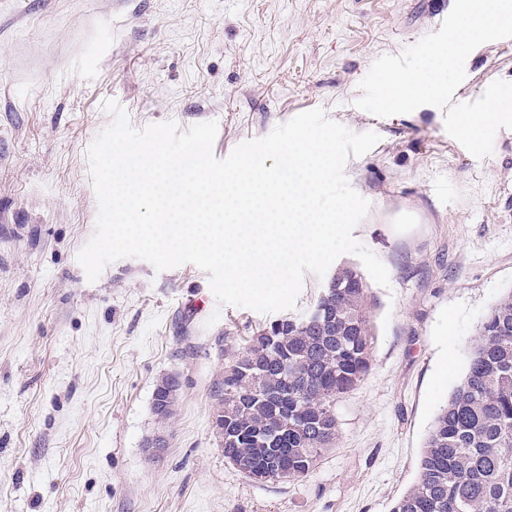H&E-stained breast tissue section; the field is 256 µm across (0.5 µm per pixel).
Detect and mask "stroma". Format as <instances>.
I'll return each instance as SVG.
<instances>
[{
	"instance_id": "1",
	"label": "stroma",
	"mask_w": 512,
	"mask_h": 512,
	"mask_svg": "<svg viewBox=\"0 0 512 512\" xmlns=\"http://www.w3.org/2000/svg\"><path fill=\"white\" fill-rule=\"evenodd\" d=\"M453 0H0V512H390L414 484L436 412L485 313L512 290V130L478 159L440 108L356 107L383 55L438 31ZM453 99L512 81V38L465 63ZM117 101L134 127L216 121V157L313 108L376 132L349 159L370 203L353 235L367 281L364 379L336 404L339 439L307 476L256 483L215 428L216 384L273 315L218 306L207 272L77 261L97 199L87 149ZM180 380L174 413L152 410ZM166 447L149 457L147 442ZM175 385L178 389L180 386V382L175 376H167L163 378L159 384H157L154 392V401H153V410L155 412V398L158 392L161 391L163 387H169ZM176 388H163L162 392L156 398V408L160 413L163 414H172L175 409L176 396H177Z\"/></svg>"
}]
</instances>
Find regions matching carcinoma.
I'll use <instances>...</instances> for the list:
<instances>
[{
    "mask_svg": "<svg viewBox=\"0 0 512 512\" xmlns=\"http://www.w3.org/2000/svg\"><path fill=\"white\" fill-rule=\"evenodd\" d=\"M367 309L362 274L342 268L303 319L274 321L224 369V458L247 478H302L335 445L336 402L370 368ZM391 512H512V291L482 318L417 480Z\"/></svg>",
    "mask_w": 512,
    "mask_h": 512,
    "instance_id": "carcinoma-1",
    "label": "carcinoma"
}]
</instances>
